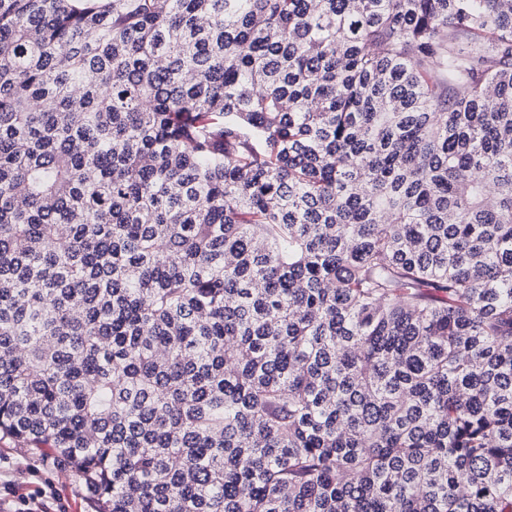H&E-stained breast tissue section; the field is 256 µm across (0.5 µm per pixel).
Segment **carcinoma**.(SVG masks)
Masks as SVG:
<instances>
[{"mask_svg":"<svg viewBox=\"0 0 512 512\" xmlns=\"http://www.w3.org/2000/svg\"><path fill=\"white\" fill-rule=\"evenodd\" d=\"M97 512H512V0H0V436Z\"/></svg>","mask_w":512,"mask_h":512,"instance_id":"carcinoma-1","label":"carcinoma"}]
</instances>
